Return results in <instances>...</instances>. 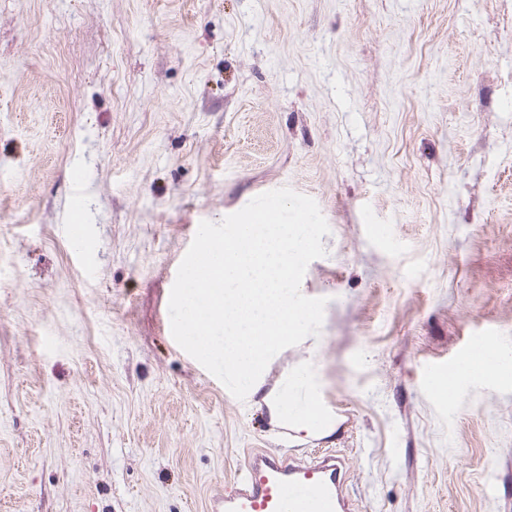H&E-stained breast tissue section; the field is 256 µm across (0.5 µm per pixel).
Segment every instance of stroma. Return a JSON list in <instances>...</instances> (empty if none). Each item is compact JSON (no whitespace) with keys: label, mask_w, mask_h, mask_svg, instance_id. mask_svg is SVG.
Wrapping results in <instances>:
<instances>
[{"label":"stroma","mask_w":512,"mask_h":512,"mask_svg":"<svg viewBox=\"0 0 512 512\" xmlns=\"http://www.w3.org/2000/svg\"><path fill=\"white\" fill-rule=\"evenodd\" d=\"M288 187L336 429L297 439L174 340L201 221ZM84 213L88 240L67 238ZM512 0H0V512H210L251 452L347 471L353 512H512ZM495 340L496 339L490 338L488 336H474L469 343L471 351H469L468 353L465 354V356L460 358L458 364L448 363V365H446L445 367L437 369L443 370L448 367L447 377L445 376L443 378V380L448 381V384L442 387L448 401L453 400L456 395L455 387L452 384H450V379L453 373L457 369L464 367L472 354H474L475 352L482 351L488 348L490 345L495 344ZM510 353L511 350L509 346H495L491 350L476 354L469 360L465 370H457V372L454 375V377L456 378V382L473 377L477 369H484L488 371L491 375H498L499 370L497 369V367L488 364V356L491 354L494 357L505 358L508 357V354Z\"/></svg>","instance_id":"35a3bbf8"}]
</instances>
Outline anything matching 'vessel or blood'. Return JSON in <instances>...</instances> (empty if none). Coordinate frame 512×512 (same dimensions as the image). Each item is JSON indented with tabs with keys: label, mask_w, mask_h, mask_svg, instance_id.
Listing matches in <instances>:
<instances>
[{
	"label": "vessel or blood",
	"mask_w": 512,
	"mask_h": 512,
	"mask_svg": "<svg viewBox=\"0 0 512 512\" xmlns=\"http://www.w3.org/2000/svg\"><path fill=\"white\" fill-rule=\"evenodd\" d=\"M345 476L333 455L305 464L255 452L235 486L213 499L211 512H349Z\"/></svg>",
	"instance_id": "vessel-or-blood-1"
}]
</instances>
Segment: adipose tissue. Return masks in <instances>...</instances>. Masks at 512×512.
I'll list each match as a JSON object with an SVG mask.
<instances>
[{
    "label": "adipose tissue",
    "instance_id": "1",
    "mask_svg": "<svg viewBox=\"0 0 512 512\" xmlns=\"http://www.w3.org/2000/svg\"><path fill=\"white\" fill-rule=\"evenodd\" d=\"M265 403L273 423L288 427L306 437H317L334 430L336 417L322 398L320 374L305 364L288 373V391H270Z\"/></svg>",
    "mask_w": 512,
    "mask_h": 512
}]
</instances>
